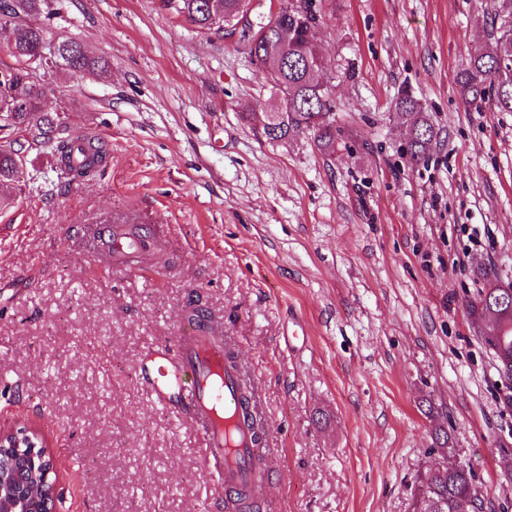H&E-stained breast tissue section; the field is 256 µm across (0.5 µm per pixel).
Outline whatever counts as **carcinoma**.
I'll return each mask as SVG.
<instances>
[{
	"label": "carcinoma",
	"instance_id": "cac0c4a2",
	"mask_svg": "<svg viewBox=\"0 0 512 512\" xmlns=\"http://www.w3.org/2000/svg\"><path fill=\"white\" fill-rule=\"evenodd\" d=\"M46 0H0V52L13 57L16 65L0 79V111L9 115L0 128L19 136L0 144V183H15L23 175L16 159L24 145L45 147L57 155L60 168L73 178L86 177L103 167L106 151L95 138L62 137L60 114L40 107V91L32 82V71L42 60L47 32L31 26L27 18L40 12ZM170 9L199 31L224 29L227 19L240 13L241 0H167ZM317 15L309 0H287L277 15L258 27L259 39L243 33L250 56L260 65L265 80L279 99L276 110L266 114L263 134L279 141L311 132L322 149L333 147L336 128L333 115L336 98L321 78L318 62L322 53L313 40ZM491 31L484 44L465 57L457 76L463 103L478 106L488 92L500 112H512V0H491ZM59 57L47 67L74 75L94 74L107 62L89 55L77 42L59 41ZM394 108L409 128L406 155L416 164L425 159L435 138V128L419 99L407 91L395 99ZM122 241L141 247L148 256L150 229L129 223L121 230ZM473 323L485 325L493 335L485 339L498 368L512 377V293L493 285L483 288L469 306ZM236 512H259L250 490L233 497ZM480 492L471 472L456 462H446L419 476L414 512H477Z\"/></svg>",
	"mask_w": 512,
	"mask_h": 512
}]
</instances>
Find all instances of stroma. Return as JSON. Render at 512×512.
Returning <instances> with one entry per match:
<instances>
[{
    "label": "stroma",
    "instance_id": "35a3bbf8",
    "mask_svg": "<svg viewBox=\"0 0 512 512\" xmlns=\"http://www.w3.org/2000/svg\"><path fill=\"white\" fill-rule=\"evenodd\" d=\"M312 2L330 150L266 139L277 99L239 34L199 32L163 0L30 16L108 62L33 74L106 165L74 179L32 148L0 186V426L42 434L57 512H216L198 428L136 375L194 308L268 428L260 512H412L439 430L481 512H512V380L468 311L512 283V112L464 106L456 84L489 0ZM403 90L437 132L416 166ZM121 220L151 228L153 258L100 256L99 226Z\"/></svg>",
    "mask_w": 512,
    "mask_h": 512
}]
</instances>
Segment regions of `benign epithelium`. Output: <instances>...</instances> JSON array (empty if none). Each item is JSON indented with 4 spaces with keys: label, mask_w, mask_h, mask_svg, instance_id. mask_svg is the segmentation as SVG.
<instances>
[{
    "label": "benign epithelium",
    "mask_w": 512,
    "mask_h": 512,
    "mask_svg": "<svg viewBox=\"0 0 512 512\" xmlns=\"http://www.w3.org/2000/svg\"><path fill=\"white\" fill-rule=\"evenodd\" d=\"M45 455L43 442L26 426L0 429V512H56V485L51 472L31 468L28 482H15L11 468L17 455Z\"/></svg>",
    "instance_id": "1"
}]
</instances>
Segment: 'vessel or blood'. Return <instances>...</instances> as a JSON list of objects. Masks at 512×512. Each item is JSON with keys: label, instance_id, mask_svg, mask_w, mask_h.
Instances as JSON below:
<instances>
[{"label": "vessel or blood", "instance_id": "vessel-or-blood-1", "mask_svg": "<svg viewBox=\"0 0 512 512\" xmlns=\"http://www.w3.org/2000/svg\"><path fill=\"white\" fill-rule=\"evenodd\" d=\"M159 403L179 399L180 418L201 425L204 466L221 493L241 488L256 476L255 463L263 455L237 403V373L225 361L224 346L197 333L178 338L176 355L159 354L138 370Z\"/></svg>", "mask_w": 512, "mask_h": 512}]
</instances>
